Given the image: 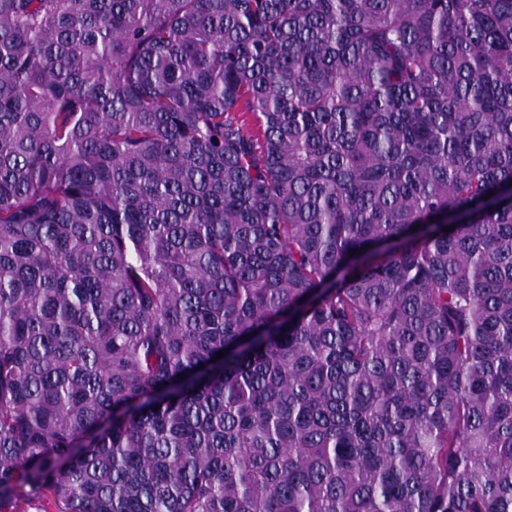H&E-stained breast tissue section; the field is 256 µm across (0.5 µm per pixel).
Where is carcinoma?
<instances>
[{"instance_id":"obj_1","label":"carcinoma","mask_w":512,"mask_h":512,"mask_svg":"<svg viewBox=\"0 0 512 512\" xmlns=\"http://www.w3.org/2000/svg\"><path fill=\"white\" fill-rule=\"evenodd\" d=\"M19 494L512 512V0H0Z\"/></svg>"}]
</instances>
